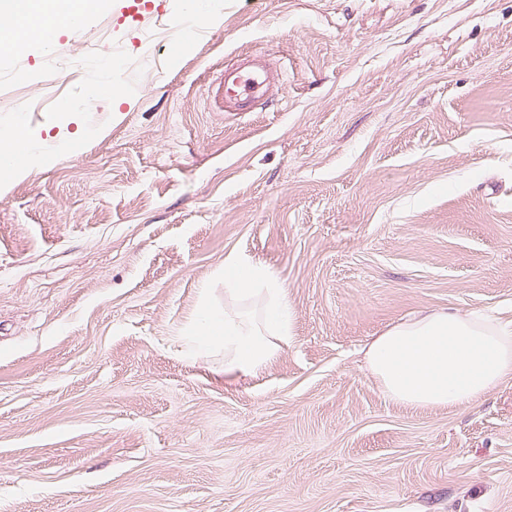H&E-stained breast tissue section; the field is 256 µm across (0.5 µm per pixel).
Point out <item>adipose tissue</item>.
I'll list each match as a JSON object with an SVG mask.
<instances>
[{
    "instance_id": "ef3b65f1",
    "label": "adipose tissue",
    "mask_w": 512,
    "mask_h": 512,
    "mask_svg": "<svg viewBox=\"0 0 512 512\" xmlns=\"http://www.w3.org/2000/svg\"><path fill=\"white\" fill-rule=\"evenodd\" d=\"M56 141L43 148L35 139L23 144L25 160L14 163L11 145L0 146V166L9 179L30 166L47 164L55 150L73 148ZM224 296L234 301L257 297L260 316L205 305L195 312L189 340L194 352H224V371L250 375L287 342L294 314L282 285L268 272L229 255L220 271ZM370 375L396 402L414 407L461 406L472 403L512 374V329L476 313L434 311L395 324L377 336L364 353Z\"/></svg>"
}]
</instances>
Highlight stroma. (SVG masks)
<instances>
[{"label":"stroma","instance_id":"stroma-1","mask_svg":"<svg viewBox=\"0 0 512 512\" xmlns=\"http://www.w3.org/2000/svg\"><path fill=\"white\" fill-rule=\"evenodd\" d=\"M145 3L151 57L122 0L24 54L27 127L83 144L0 190V512H512V377L415 408L364 362L433 310L512 326V0H210L187 42ZM104 17L137 85L89 86ZM252 52L284 83L225 114ZM232 253L295 313L248 376L183 340Z\"/></svg>","mask_w":512,"mask_h":512}]
</instances>
